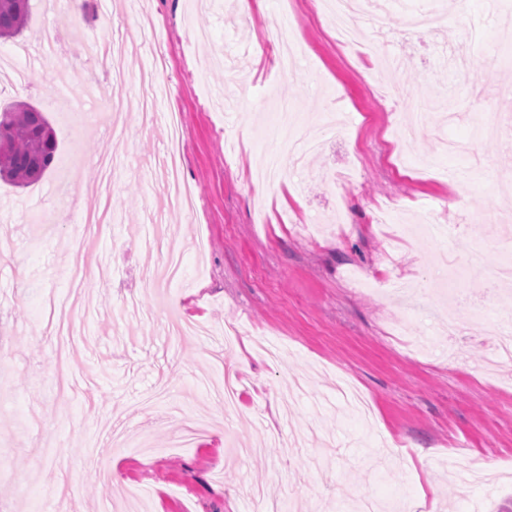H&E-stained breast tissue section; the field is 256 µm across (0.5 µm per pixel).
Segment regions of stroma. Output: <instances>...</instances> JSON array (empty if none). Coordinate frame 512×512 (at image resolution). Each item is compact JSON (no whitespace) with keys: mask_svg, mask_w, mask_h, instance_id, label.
I'll use <instances>...</instances> for the list:
<instances>
[{"mask_svg":"<svg viewBox=\"0 0 512 512\" xmlns=\"http://www.w3.org/2000/svg\"><path fill=\"white\" fill-rule=\"evenodd\" d=\"M381 27L362 22L360 44L399 51L406 68L365 66L340 49L317 0H262L227 18L224 0H125L85 10L45 11L34 0L22 35L0 55L24 64L65 24L83 37L111 33L128 55L113 93L127 100L126 132L78 133L57 81L70 70L44 63L24 77L0 72V106L31 103L57 140L43 183L0 181V501L13 512H114L129 485L146 491L145 512H349L346 493L389 512H495L512 497V358L499 349L512 320V279L497 284L481 312L458 307L461 331L436 329L447 310L434 264L447 254L456 289L483 288L512 260V241L488 213L512 215V0H368ZM433 10L439 31L408 37L404 16ZM483 44L463 49V31ZM299 38L293 78L257 47L272 31ZM163 38L171 88L161 111L182 114L184 176L197 219L177 208L164 222L183 253L181 282L159 276L163 254L143 250L163 188L141 169L163 153L161 132L142 131L135 101L137 60ZM467 64L465 81L455 72ZM401 86L433 115L418 153L441 131L472 142L470 156L439 157L438 180L417 174L395 136L408 121ZM481 100L494 130L474 132ZM121 169L111 198L94 193L99 159ZM71 174L82 193L67 223L43 235L33 198ZM389 202L396 219L374 221ZM106 212L101 224L89 213ZM439 226L411 227L421 212ZM384 283L387 292L369 289ZM135 293L140 317L126 315ZM192 317L208 336H166ZM246 384L232 416L213 391L220 367ZM165 384L174 411L147 447L112 446L106 420L132 437L135 410ZM212 422L197 447L176 448L188 416ZM117 468L99 482L98 460Z\"/></svg>","mask_w":512,"mask_h":512,"instance_id":"obj_1","label":"stroma"}]
</instances>
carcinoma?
<instances>
[{"label":"carcinoma","mask_w":512,"mask_h":512,"mask_svg":"<svg viewBox=\"0 0 512 512\" xmlns=\"http://www.w3.org/2000/svg\"><path fill=\"white\" fill-rule=\"evenodd\" d=\"M29 17V0H0V39L18 36ZM10 137L0 151V178L18 185L39 181L51 168L57 151L53 129L43 112L31 104L16 103L0 110V137Z\"/></svg>","instance_id":"cac0c4a2"}]
</instances>
